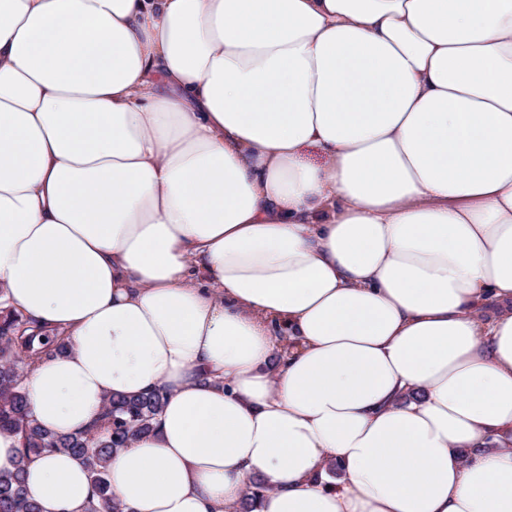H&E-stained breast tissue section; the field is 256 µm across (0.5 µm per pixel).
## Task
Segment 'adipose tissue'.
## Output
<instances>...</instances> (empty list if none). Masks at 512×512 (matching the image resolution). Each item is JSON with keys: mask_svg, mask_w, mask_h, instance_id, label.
<instances>
[{"mask_svg": "<svg viewBox=\"0 0 512 512\" xmlns=\"http://www.w3.org/2000/svg\"><path fill=\"white\" fill-rule=\"evenodd\" d=\"M0 292L124 512H512V0H0Z\"/></svg>", "mask_w": 512, "mask_h": 512, "instance_id": "obj_1", "label": "adipose tissue"}]
</instances>
